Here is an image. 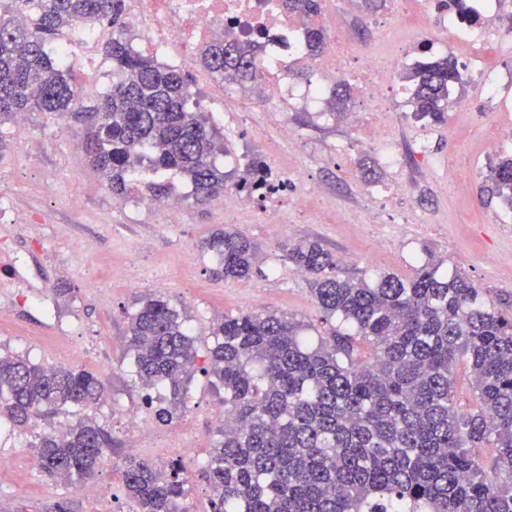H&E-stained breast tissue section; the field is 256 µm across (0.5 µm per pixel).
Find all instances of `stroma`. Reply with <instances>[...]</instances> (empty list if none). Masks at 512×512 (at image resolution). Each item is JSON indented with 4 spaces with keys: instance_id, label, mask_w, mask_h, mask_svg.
<instances>
[{
    "instance_id": "35a3bbf8",
    "label": "stroma",
    "mask_w": 512,
    "mask_h": 512,
    "mask_svg": "<svg viewBox=\"0 0 512 512\" xmlns=\"http://www.w3.org/2000/svg\"><path fill=\"white\" fill-rule=\"evenodd\" d=\"M70 75L85 100L110 90L112 65L97 55L92 67L74 63ZM351 100L345 112L330 114L300 109L288 115L251 111L253 84H236V103L246 106L227 146L235 155L271 151L280 118L299 138L302 163L311 182L323 188L320 204L327 214L321 223H306L303 214L291 213L290 223L255 220L239 230L259 247L265 263L276 265L275 275L224 280L212 274L217 255L201 251L200 242L222 228L224 219L214 204L197 203L192 185L180 174L166 172L172 192L183 194L172 223H153L147 208L150 174H143L125 196L112 194L90 164L84 150L73 148L76 134L66 117L48 112L28 113L30 136L18 143L11 132L0 135V196L13 199L16 210L33 214L31 224L0 223V237L11 238L27 259L29 276L54 294L50 312H43L28 294L0 296L7 311L0 321V352L29 357L42 364L82 367L104 382L107 397L95 411L98 422L111 434L112 446L99 474L78 485L50 481L18 457L14 470L0 473V512H123L128 500L122 473L129 456L121 409L144 408L143 390L129 371L126 346L128 315L147 297L162 295L183 304L194 325L207 327L215 316L232 317L262 308L290 314L304 323L321 326L308 274L282 260L283 247L316 240L339 263L340 277L358 278L389 272L411 275L433 251L448 271H459L480 288L512 294V228L508 208L488 198L482 188L495 155L484 154L481 134L490 126L512 128V103L501 111L486 109L485 94L473 79L453 87L450 98L464 97L467 112L448 110L443 123L416 121L410 112H392L390 122L399 144L403 168L394 173L373 150L353 147L356 126H368L373 117L361 109L357 78L348 77ZM455 167L457 181L446 178ZM365 187L389 190L403 180L407 214L381 225L386 245L374 249L372 229L353 223L351 213L362 204L354 195L352 177ZM501 264L488 261V253ZM150 270L154 277L142 288L126 287L119 272L128 263ZM70 266L60 276V266ZM224 390L210 375L196 372L189 384L188 407L182 418L204 447L219 438L220 426L212 411L223 407ZM115 489L101 498L100 485Z\"/></svg>"
}]
</instances>
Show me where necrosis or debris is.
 I'll return each instance as SVG.
<instances>
[{"mask_svg": "<svg viewBox=\"0 0 512 512\" xmlns=\"http://www.w3.org/2000/svg\"><path fill=\"white\" fill-rule=\"evenodd\" d=\"M360 0H344L347 14L337 20L326 35L319 52H310L306 41L308 19L288 7V0H124L130 25L140 32L145 45L166 55L178 65L197 62L199 47L235 36L240 42L258 47L257 69L266 96L287 107H313L328 85L356 74L365 90L368 111L378 120L372 133L356 132L355 144L377 151L393 171L401 169V151L384 120L390 97L399 96L395 74L400 66L415 62L413 48L432 44L435 31L447 32L449 40L464 39L472 51L460 65L475 74L486 90L491 110L512 95V74L481 63L477 56L492 41L511 42L512 31L499 32L490 22L506 0H469L479 17L478 24L463 23L437 7L424 9L414 26H405L402 14L408 0H386L385 12L359 16ZM396 47L393 58H384L382 44ZM266 178L248 189L229 185L224 196L236 213L250 217L274 214L276 204L289 189L317 195L299 161L280 168L274 155L263 158ZM132 451L140 456L193 459L204 463L206 456L194 436L181 424H174L168 436L151 434L144 415L129 411L124 416Z\"/></svg>", "mask_w": 512, "mask_h": 512, "instance_id": "obj_1", "label": "necrosis or debris"}]
</instances>
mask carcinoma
<instances>
[{"label": "carcinoma", "mask_w": 512, "mask_h": 512, "mask_svg": "<svg viewBox=\"0 0 512 512\" xmlns=\"http://www.w3.org/2000/svg\"><path fill=\"white\" fill-rule=\"evenodd\" d=\"M306 16L321 0H288ZM32 4L31 30L17 14ZM475 24L465 0L438 7ZM122 0H9L0 7V126L20 112L68 115L82 125L80 143L112 194H128L134 171L175 170L210 203L228 183L265 178L257 157L236 173L215 165L222 133L189 112L180 69L131 48ZM105 20L112 39V86L86 106L45 43L80 22ZM210 71L241 81L257 76L254 53L235 42L203 54ZM415 117L445 120L449 88L462 83L457 61L431 57L407 73ZM489 192L512 209V155L490 168ZM200 247L217 254L226 279L258 271V247L233 229H217ZM282 259L314 276L311 290L323 322L309 326L284 314L245 312L189 325L163 296L147 297L129 316L130 368L154 415L168 423L185 408L200 370L224 386V428L201 467L211 512H512V298L487 296L460 272L429 258L412 277L380 273L339 278L334 255L318 241L298 243ZM213 338L196 366V343ZM362 342L367 360L354 357ZM467 363L479 409H458L454 369ZM105 386L83 368L0 355V418L24 429L65 409L95 408ZM37 466L49 479L95 478L111 434L90 415L38 436ZM184 467L161 469L132 458L124 491L138 512H185Z\"/></svg>", "instance_id": "obj_1"}]
</instances>
